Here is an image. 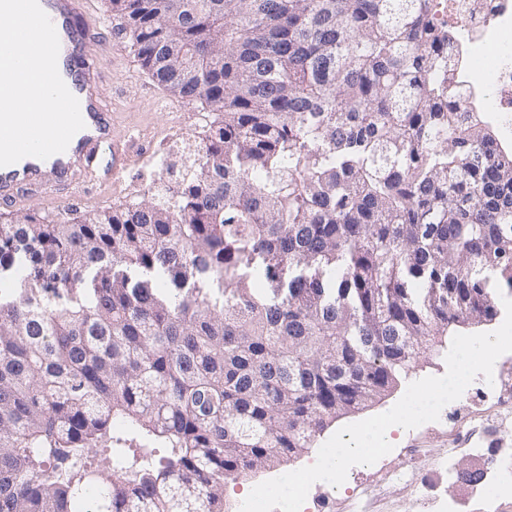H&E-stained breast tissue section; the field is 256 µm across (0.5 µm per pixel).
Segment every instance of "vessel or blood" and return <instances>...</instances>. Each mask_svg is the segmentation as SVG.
<instances>
[{"mask_svg":"<svg viewBox=\"0 0 512 512\" xmlns=\"http://www.w3.org/2000/svg\"><path fill=\"white\" fill-rule=\"evenodd\" d=\"M51 19L60 42L58 71L78 99L85 123L65 152L46 159L26 157L0 167V202L16 204L30 198L54 206L58 192L80 194L86 180L96 176L94 161H102L112 176L108 190H115L135 159L131 142L112 132V114L104 107L107 91L97 71L99 46L90 22L95 0H39Z\"/></svg>","mask_w":512,"mask_h":512,"instance_id":"vessel-or-blood-1","label":"vessel or blood"}]
</instances>
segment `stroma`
<instances>
[{"label":"stroma","instance_id":"obj_1","mask_svg":"<svg viewBox=\"0 0 512 512\" xmlns=\"http://www.w3.org/2000/svg\"><path fill=\"white\" fill-rule=\"evenodd\" d=\"M92 21L107 48L97 62L108 90L106 108L116 132L132 135L141 158L124 174L120 194L107 199L102 186L90 185L81 196L59 200L56 213L60 216L71 210L81 214L98 207L114 210L141 199L162 172L182 169L193 160L201 133L212 119L199 105L171 96L141 67L122 30L123 19L110 12L107 0H96ZM460 410L458 402H451L442 409L438 421L411 430L401 428L390 436L394 448L416 449L418 467L432 474V482L406 475L383 480L364 473L358 481H345L333 491L312 487L313 512H424V500L439 504L447 501L449 493L460 492L471 471L469 453L456 436ZM316 457L312 449L273 470L239 475L225 484L224 500L238 506L255 485L308 466ZM449 458L454 461L453 470L441 469V462Z\"/></svg>","mask_w":512,"mask_h":512}]
</instances>
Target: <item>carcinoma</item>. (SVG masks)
<instances>
[{
	"mask_svg": "<svg viewBox=\"0 0 512 512\" xmlns=\"http://www.w3.org/2000/svg\"><path fill=\"white\" fill-rule=\"evenodd\" d=\"M109 2L214 119L175 189L0 224V512H224L225 478L496 318L512 144L469 111L437 0Z\"/></svg>",
	"mask_w": 512,
	"mask_h": 512,
	"instance_id": "obj_1",
	"label": "carcinoma"
}]
</instances>
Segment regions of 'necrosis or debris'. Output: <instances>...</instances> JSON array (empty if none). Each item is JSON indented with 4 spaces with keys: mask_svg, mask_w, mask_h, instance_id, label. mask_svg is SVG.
Listing matches in <instances>:
<instances>
[{
    "mask_svg": "<svg viewBox=\"0 0 512 512\" xmlns=\"http://www.w3.org/2000/svg\"><path fill=\"white\" fill-rule=\"evenodd\" d=\"M441 9L455 35L451 60L461 90L471 96L475 111L499 125L502 140L512 143V0H443ZM487 426L473 416L464 420L470 455L492 473L476 491L505 494L512 491V453L484 447Z\"/></svg>",
    "mask_w": 512,
    "mask_h": 512,
    "instance_id": "obj_1",
    "label": "necrosis or debris"
}]
</instances>
